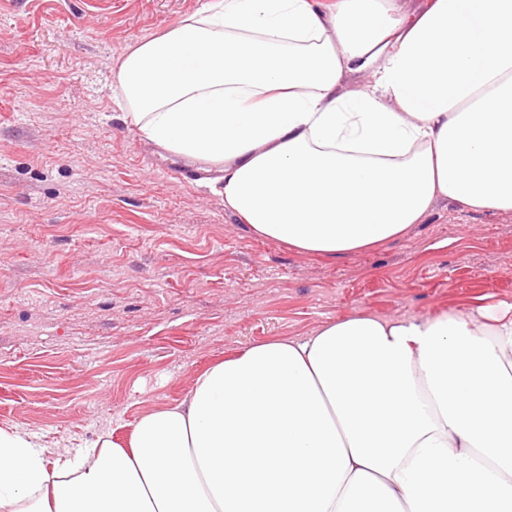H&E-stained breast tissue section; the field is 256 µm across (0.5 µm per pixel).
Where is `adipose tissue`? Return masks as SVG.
Returning <instances> with one entry per match:
<instances>
[{"label":"adipose tissue","mask_w":512,"mask_h":512,"mask_svg":"<svg viewBox=\"0 0 512 512\" xmlns=\"http://www.w3.org/2000/svg\"><path fill=\"white\" fill-rule=\"evenodd\" d=\"M116 82L125 122L302 251L398 238L440 199L512 211V0H207ZM0 512H512V304L252 345L125 447L50 459L0 429Z\"/></svg>","instance_id":"ef3b65f1"}]
</instances>
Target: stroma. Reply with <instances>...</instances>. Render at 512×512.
<instances>
[{"label": "stroma", "mask_w": 512, "mask_h": 512, "mask_svg": "<svg viewBox=\"0 0 512 512\" xmlns=\"http://www.w3.org/2000/svg\"><path fill=\"white\" fill-rule=\"evenodd\" d=\"M205 0H0V428L48 457L127 443L215 361L356 314L512 303V211L434 203L336 256L254 234L141 141L120 61Z\"/></svg>", "instance_id": "1"}]
</instances>
